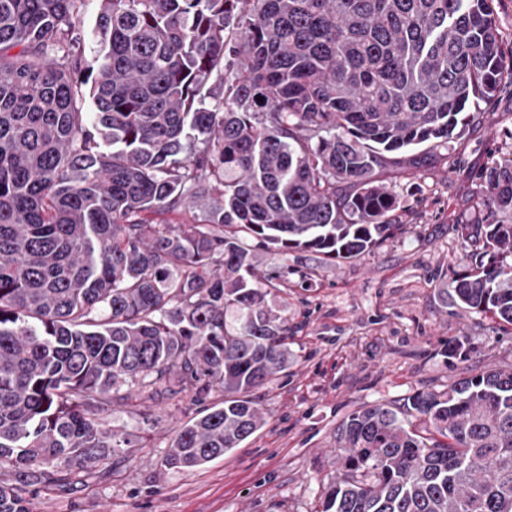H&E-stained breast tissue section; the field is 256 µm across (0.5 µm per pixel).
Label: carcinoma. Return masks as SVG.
<instances>
[{
	"mask_svg": "<svg viewBox=\"0 0 512 512\" xmlns=\"http://www.w3.org/2000/svg\"><path fill=\"white\" fill-rule=\"evenodd\" d=\"M85 2L0 0V512L122 453L104 417L133 387L224 391L165 469L261 429L293 328L266 305L288 267L259 275L253 247L354 259L403 233L391 154L512 82L493 0H98L88 33ZM480 179L512 214V157ZM466 237L449 287L512 324V223ZM335 441L318 512H512V366L363 406Z\"/></svg>",
	"mask_w": 512,
	"mask_h": 512,
	"instance_id": "obj_1",
	"label": "carcinoma"
}]
</instances>
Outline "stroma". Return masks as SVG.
I'll return each mask as SVG.
<instances>
[{
    "label": "stroma",
    "instance_id": "stroma-1",
    "mask_svg": "<svg viewBox=\"0 0 512 512\" xmlns=\"http://www.w3.org/2000/svg\"><path fill=\"white\" fill-rule=\"evenodd\" d=\"M510 156L505 81L447 145L403 153L390 169L403 234L356 259L254 250L259 274L287 267V291L268 304L294 328L287 370L252 394L263 429L206 465L164 470L176 430L223 393L200 401L133 390L106 418L130 441L126 461L87 485L42 493L33 512H315L322 484L336 475L334 435L346 416L512 364V326L462 307L448 286L471 262L465 225L489 217L478 175ZM459 340L462 354L448 355Z\"/></svg>",
    "mask_w": 512,
    "mask_h": 512
}]
</instances>
